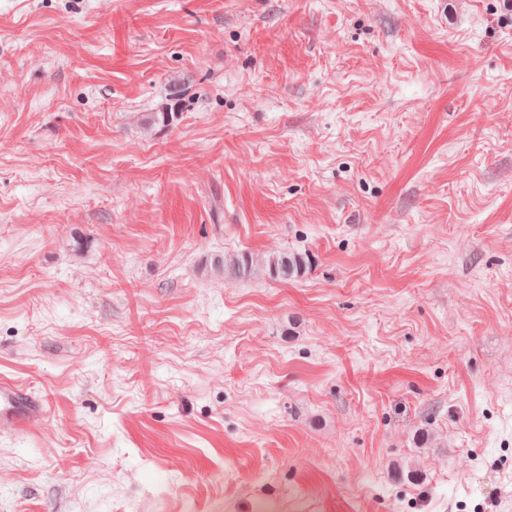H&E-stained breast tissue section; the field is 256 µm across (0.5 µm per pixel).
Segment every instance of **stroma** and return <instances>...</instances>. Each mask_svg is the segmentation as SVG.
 I'll use <instances>...</instances> for the list:
<instances>
[{"instance_id":"35a3bbf8","label":"stroma","mask_w":512,"mask_h":512,"mask_svg":"<svg viewBox=\"0 0 512 512\" xmlns=\"http://www.w3.org/2000/svg\"><path fill=\"white\" fill-rule=\"evenodd\" d=\"M1 379L0 512H512V10L0 0ZM309 266L307 253L290 252L274 253L267 261V270L269 274L290 279L305 273ZM42 405L10 383H0V423L24 431L31 419L41 412Z\"/></svg>"}]
</instances>
